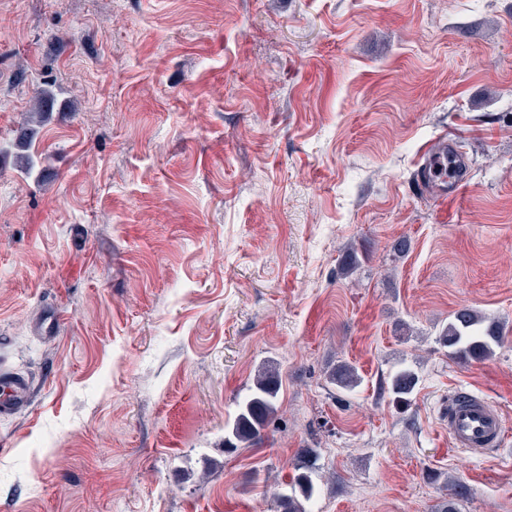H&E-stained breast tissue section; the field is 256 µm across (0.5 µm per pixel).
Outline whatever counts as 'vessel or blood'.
Wrapping results in <instances>:
<instances>
[{
  "mask_svg": "<svg viewBox=\"0 0 512 512\" xmlns=\"http://www.w3.org/2000/svg\"><path fill=\"white\" fill-rule=\"evenodd\" d=\"M446 145L427 146L420 155L421 175L418 185L421 191L447 188L449 196L458 195L464 182L461 178H450L447 185H440L435 167L441 160L447 159ZM29 377L8 368H0V418L15 414L27 406L32 395ZM443 421L448 429V439L454 447L483 457L502 448L512 433L508 432L501 409L487 398L468 393L457 392L448 397L443 411Z\"/></svg>",
  "mask_w": 512,
  "mask_h": 512,
  "instance_id": "obj_1",
  "label": "vessel or blood"
}]
</instances>
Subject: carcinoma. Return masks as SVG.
Masks as SVG:
<instances>
[{
  "instance_id": "carcinoma-1",
  "label": "carcinoma",
  "mask_w": 512,
  "mask_h": 512,
  "mask_svg": "<svg viewBox=\"0 0 512 512\" xmlns=\"http://www.w3.org/2000/svg\"><path fill=\"white\" fill-rule=\"evenodd\" d=\"M53 101L50 90H38L31 111L26 113L17 130L14 143L8 148L0 146V156L14 153L18 168L28 177L38 174L43 164L42 158L30 153L29 149ZM500 341L499 326L493 322L485 324L484 317L467 307L454 312L437 337V342L448 349L449 356L461 360L484 359L492 355L493 346ZM327 381L336 388V393L346 394L360 387L363 378L354 366L338 363L327 372ZM419 381L417 372L409 367L402 368L386 382L385 390L394 404L405 408L411 405ZM278 394V367L276 363L268 362L257 370L249 394L239 401L232 422L225 426L224 448L227 451L262 441L263 431L278 411ZM312 453L313 450H306L295 465L290 491L276 497L273 512H307L305 503L315 494Z\"/></svg>"
}]
</instances>
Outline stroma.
Masks as SVG:
<instances>
[{
  "label": "stroma",
  "instance_id": "1",
  "mask_svg": "<svg viewBox=\"0 0 512 512\" xmlns=\"http://www.w3.org/2000/svg\"><path fill=\"white\" fill-rule=\"evenodd\" d=\"M47 84L41 177L0 158V366L37 385L0 512H270L309 448L307 512H431L450 480L512 512V451L441 421L463 389L512 431V0H0L1 143ZM441 137L442 204L412 187ZM465 306L503 329L487 359L436 340ZM267 361L278 412L225 453ZM327 381L336 388V393L354 392L363 382L357 369L347 363H338L327 372ZM419 381L418 373L412 368H402L390 377L384 390L389 394L394 404L405 408L411 405Z\"/></svg>",
  "mask_w": 512,
  "mask_h": 512
}]
</instances>
